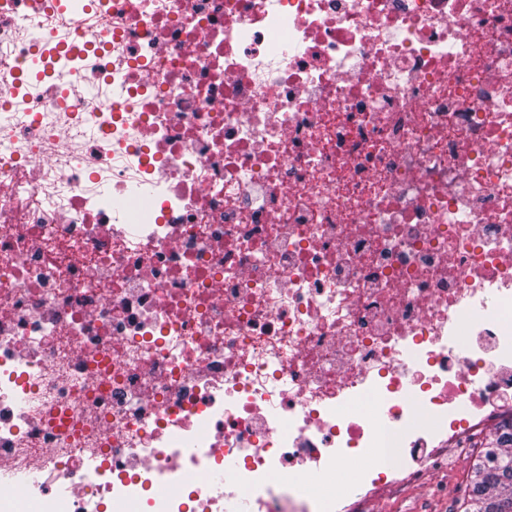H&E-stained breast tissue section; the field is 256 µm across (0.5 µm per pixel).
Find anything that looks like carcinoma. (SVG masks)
<instances>
[{
	"mask_svg": "<svg viewBox=\"0 0 512 512\" xmlns=\"http://www.w3.org/2000/svg\"><path fill=\"white\" fill-rule=\"evenodd\" d=\"M465 512H512V422L474 465Z\"/></svg>",
	"mask_w": 512,
	"mask_h": 512,
	"instance_id": "carcinoma-1",
	"label": "carcinoma"
}]
</instances>
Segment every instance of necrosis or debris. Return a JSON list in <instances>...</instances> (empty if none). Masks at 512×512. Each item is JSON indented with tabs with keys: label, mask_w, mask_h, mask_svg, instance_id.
I'll use <instances>...</instances> for the list:
<instances>
[{
	"label": "necrosis or debris",
	"mask_w": 512,
	"mask_h": 512,
	"mask_svg": "<svg viewBox=\"0 0 512 512\" xmlns=\"http://www.w3.org/2000/svg\"><path fill=\"white\" fill-rule=\"evenodd\" d=\"M510 419L512 0H0V512H352Z\"/></svg>",
	"instance_id": "necrosis-or-debris-1"
}]
</instances>
